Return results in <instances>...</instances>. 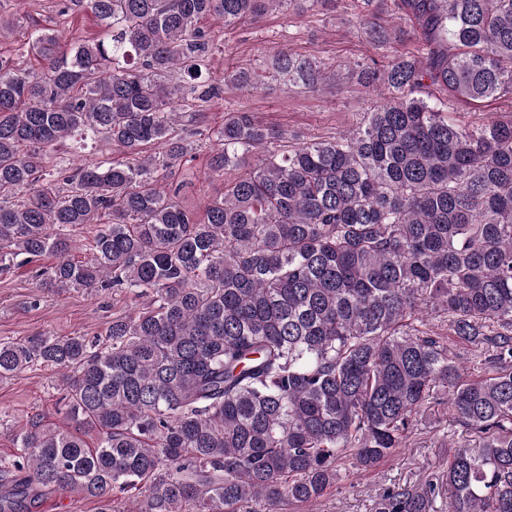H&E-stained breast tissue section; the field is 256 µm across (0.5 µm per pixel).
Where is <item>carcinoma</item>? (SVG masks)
Instances as JSON below:
<instances>
[{
	"mask_svg": "<svg viewBox=\"0 0 512 512\" xmlns=\"http://www.w3.org/2000/svg\"><path fill=\"white\" fill-rule=\"evenodd\" d=\"M102 38L34 31L0 52V269L57 262L58 291L141 303L85 336L0 339V378L60 372L69 429L31 419L0 462V512L46 493L96 512H283L408 447L435 394L469 439L448 455V512H512V113L462 122L451 101H512V0H396L426 56L355 70L376 102L351 134L284 139L250 112L203 133L183 113L219 95L224 47L201 21L323 0H70ZM358 25L376 48L405 31ZM40 58L39 74L21 66ZM272 70L315 89L336 66L281 49ZM225 79L251 91L255 71ZM121 158L71 168L70 135ZM208 140L209 172L245 173L196 219L166 188ZM96 224L74 261L72 232ZM477 369L461 366L453 345ZM96 434L89 446L85 436ZM438 484H393L375 512H429Z\"/></svg>",
	"mask_w": 512,
	"mask_h": 512,
	"instance_id": "carcinoma-1",
	"label": "carcinoma"
}]
</instances>
